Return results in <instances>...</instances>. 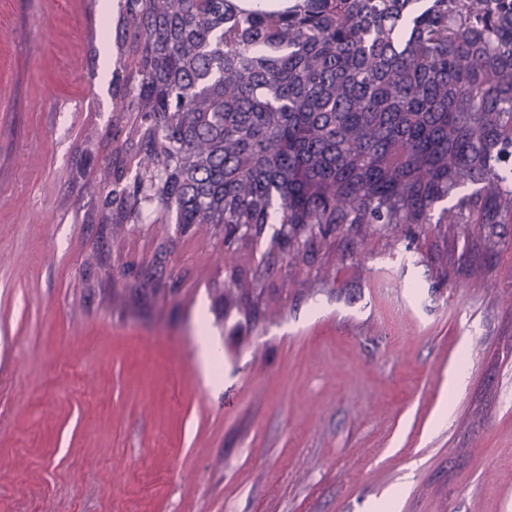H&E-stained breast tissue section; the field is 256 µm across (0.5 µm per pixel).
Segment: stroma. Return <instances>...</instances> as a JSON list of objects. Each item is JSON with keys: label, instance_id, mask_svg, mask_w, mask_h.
Listing matches in <instances>:
<instances>
[{"label": "stroma", "instance_id": "1", "mask_svg": "<svg viewBox=\"0 0 512 512\" xmlns=\"http://www.w3.org/2000/svg\"><path fill=\"white\" fill-rule=\"evenodd\" d=\"M101 24L86 0H0V512H374L394 491L398 512H512V223L336 230L273 313L214 329L213 387L207 235L175 242L165 307L82 281V142L112 150ZM197 355L202 367L209 372L210 376V372L218 359L219 350L211 336L203 314H201L198 319Z\"/></svg>", "mask_w": 512, "mask_h": 512}]
</instances>
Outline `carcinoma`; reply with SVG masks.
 <instances>
[{
    "label": "carcinoma",
    "mask_w": 512,
    "mask_h": 512,
    "mask_svg": "<svg viewBox=\"0 0 512 512\" xmlns=\"http://www.w3.org/2000/svg\"><path fill=\"white\" fill-rule=\"evenodd\" d=\"M99 37L113 148L82 266L113 308L166 304L173 238L202 227L223 236L208 288L222 324L252 320L267 282L296 287L284 259L344 224L363 245L472 210L512 222V0H120ZM136 235L152 247L141 263L125 260Z\"/></svg>",
    "instance_id": "carcinoma-1"
}]
</instances>
